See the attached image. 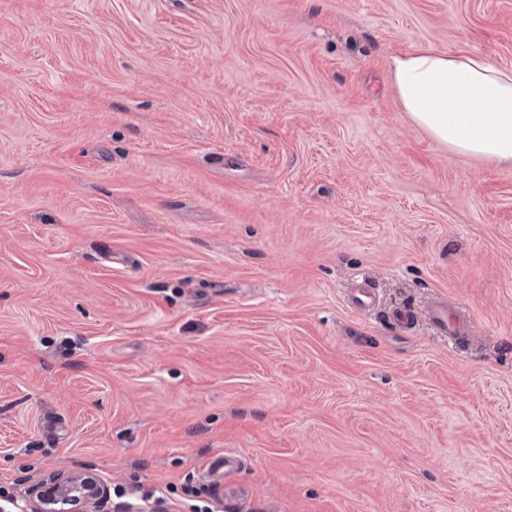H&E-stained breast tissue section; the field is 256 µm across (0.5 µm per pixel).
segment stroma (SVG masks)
I'll list each match as a JSON object with an SVG mask.
<instances>
[{
    "instance_id": "1",
    "label": "stroma",
    "mask_w": 512,
    "mask_h": 512,
    "mask_svg": "<svg viewBox=\"0 0 512 512\" xmlns=\"http://www.w3.org/2000/svg\"><path fill=\"white\" fill-rule=\"evenodd\" d=\"M418 45L512 68V0H0V504L512 512V168L402 112ZM424 316L436 331L448 335L456 344L469 340L471 323L458 309L448 307L446 303H433L424 310ZM32 493L30 512H91L95 510L87 507H97L104 495L96 478L85 475L61 481H39Z\"/></svg>"
}]
</instances>
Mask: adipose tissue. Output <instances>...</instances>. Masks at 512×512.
I'll return each instance as SVG.
<instances>
[{
	"label": "adipose tissue",
	"mask_w": 512,
	"mask_h": 512,
	"mask_svg": "<svg viewBox=\"0 0 512 512\" xmlns=\"http://www.w3.org/2000/svg\"><path fill=\"white\" fill-rule=\"evenodd\" d=\"M390 74L403 112L437 143L512 167V69L419 45L392 57Z\"/></svg>",
	"instance_id": "1"
}]
</instances>
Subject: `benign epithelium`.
Masks as SVG:
<instances>
[{
  "label": "benign epithelium",
  "instance_id": "7a95c632",
  "mask_svg": "<svg viewBox=\"0 0 512 512\" xmlns=\"http://www.w3.org/2000/svg\"><path fill=\"white\" fill-rule=\"evenodd\" d=\"M33 506L30 512H91L104 495L102 486L92 476L66 480L40 481L32 489Z\"/></svg>",
  "mask_w": 512,
  "mask_h": 512
}]
</instances>
